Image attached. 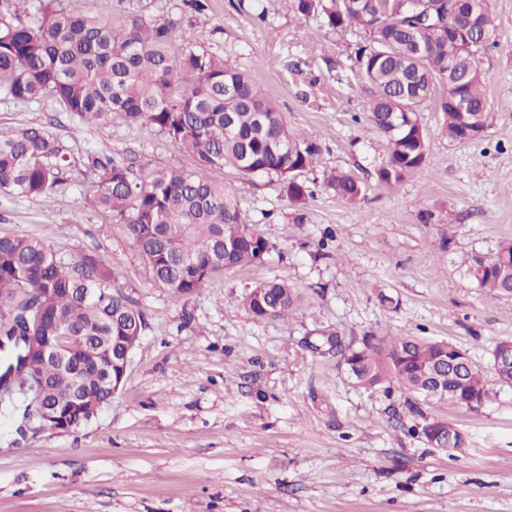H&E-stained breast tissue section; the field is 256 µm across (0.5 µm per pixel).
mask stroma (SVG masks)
Segmentation results:
<instances>
[{"instance_id":"1","label":"stroma","mask_w":512,"mask_h":512,"mask_svg":"<svg viewBox=\"0 0 512 512\" xmlns=\"http://www.w3.org/2000/svg\"><path fill=\"white\" fill-rule=\"evenodd\" d=\"M82 0L90 15L143 12L179 19L178 41L249 71L289 129L319 149L305 203L274 178L206 170L235 194L271 244L261 263L218 274L198 294L159 288L125 225L87 195L93 149L138 172L188 165L149 124L92 128L52 100L22 104L0 88V134L45 126L67 148L69 180L49 199L0 192V234L33 235L67 259L94 252L147 328L126 380L90 422L67 432L37 419L0 418V512H512V387L491 352L512 339V299L463 274L467 255L512 239V0H488L496 49L479 57L495 121L461 143L420 114L424 165L379 183L385 138L368 119L351 55L365 31H333L281 0ZM355 172L363 200L336 197L329 172ZM282 279L303 294L287 320L242 307L253 288ZM410 333L467 351L497 396L480 411L407 398L398 387L351 383L328 340L362 346ZM465 435L440 451L410 431L409 405Z\"/></svg>"}]
</instances>
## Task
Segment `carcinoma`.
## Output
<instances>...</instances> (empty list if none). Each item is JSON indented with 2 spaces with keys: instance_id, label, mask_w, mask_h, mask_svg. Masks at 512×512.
<instances>
[{
  "instance_id": "1",
  "label": "carcinoma",
  "mask_w": 512,
  "mask_h": 512,
  "mask_svg": "<svg viewBox=\"0 0 512 512\" xmlns=\"http://www.w3.org/2000/svg\"><path fill=\"white\" fill-rule=\"evenodd\" d=\"M303 16L318 14L333 30L357 26L369 38L357 47L354 65L369 94V120L388 145V160L378 170L381 183L392 186L420 168L428 154L419 112L434 103L442 114V132L460 140L465 121L479 131L491 123L483 96V74L468 59L466 34L453 30L448 17L452 0H285ZM81 0H37L34 15L0 8V87L17 102L55 100L81 124L96 126L121 120L149 123L184 153L191 167L133 174L132 163L89 151L87 167L96 174L89 194L127 230L154 282L174 298L194 295L226 268L253 265L270 251V243L250 223L224 186L202 171L235 168L243 176H274L294 202L306 199L302 174L316 164L318 148L295 136L271 96L246 70L224 64L204 48L176 44V21L145 14L92 16ZM462 62L448 70V52ZM463 87L473 115L456 111L437 86ZM70 162L64 145L36 127L0 135V191L47 198L68 181ZM337 197L354 202L365 187L351 172L327 177ZM232 252L220 250L224 239ZM465 274L476 287L512 298V240L500 243L490 257L473 254ZM25 292L33 302L50 293L48 321L21 319L15 303ZM301 296L286 281L264 283L243 300L257 320L288 317ZM136 311L124 294L112 289L110 263L97 254L66 260L45 240L31 235L0 236V335L14 336L9 350L11 381L26 393L22 360L28 336H71L107 350L114 336H140L143 313L117 324V311ZM66 365L48 363L38 369L48 386L42 403L58 414L76 418L64 391L75 384L87 404L104 408L111 391L100 385V365L79 353L64 352ZM345 371L360 388L378 389L392 382L409 394L427 396L439 389L438 402L470 411L481 409L490 389L479 370L466 364L460 348L447 341L410 334L394 337L383 352L368 342L343 353ZM433 433L457 448L465 437L450 423Z\"/></svg>"
}]
</instances>
